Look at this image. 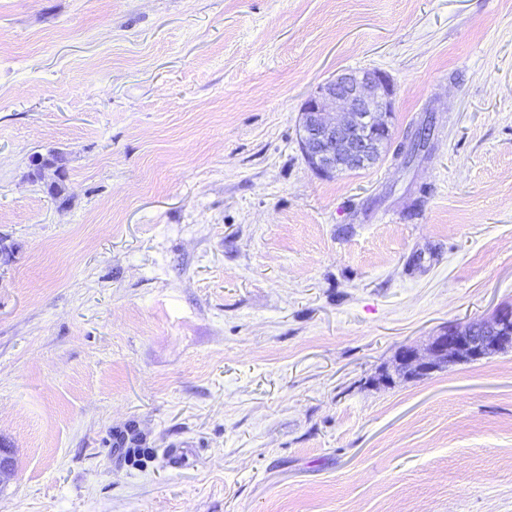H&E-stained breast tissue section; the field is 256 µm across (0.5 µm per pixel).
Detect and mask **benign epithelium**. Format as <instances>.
Here are the masks:
<instances>
[{
  "label": "benign epithelium",
  "mask_w": 512,
  "mask_h": 512,
  "mask_svg": "<svg viewBox=\"0 0 512 512\" xmlns=\"http://www.w3.org/2000/svg\"><path fill=\"white\" fill-rule=\"evenodd\" d=\"M393 89L385 74L346 69L316 88L306 101L299 147L308 166L322 176L361 170L392 134ZM512 341V309L486 325L450 323L420 345L397 350L395 372L423 377L457 361L490 356Z\"/></svg>",
  "instance_id": "obj_1"
}]
</instances>
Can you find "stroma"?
<instances>
[{"instance_id":"35a3bbf8","label":"stroma","mask_w":512,"mask_h":512,"mask_svg":"<svg viewBox=\"0 0 512 512\" xmlns=\"http://www.w3.org/2000/svg\"><path fill=\"white\" fill-rule=\"evenodd\" d=\"M351 68L429 156L309 168ZM0 239V512H512V348L377 381L512 308V0H0ZM425 122L427 124L424 127ZM426 129L428 130L427 134L425 133ZM433 132L434 121L432 116L426 117L407 132L404 140L399 145L397 153V156L401 158V165L404 168L410 167L417 160H421L429 155L432 147Z\"/></svg>"}]
</instances>
